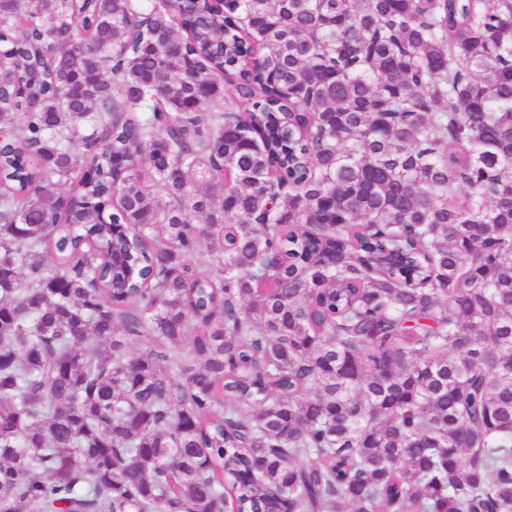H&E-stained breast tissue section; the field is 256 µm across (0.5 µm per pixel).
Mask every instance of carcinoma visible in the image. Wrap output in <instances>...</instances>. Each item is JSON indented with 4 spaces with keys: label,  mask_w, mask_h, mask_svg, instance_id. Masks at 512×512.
<instances>
[{
    "label": "carcinoma",
    "mask_w": 512,
    "mask_h": 512,
    "mask_svg": "<svg viewBox=\"0 0 512 512\" xmlns=\"http://www.w3.org/2000/svg\"><path fill=\"white\" fill-rule=\"evenodd\" d=\"M222 2L0 0V512H512V0Z\"/></svg>",
    "instance_id": "obj_1"
}]
</instances>
